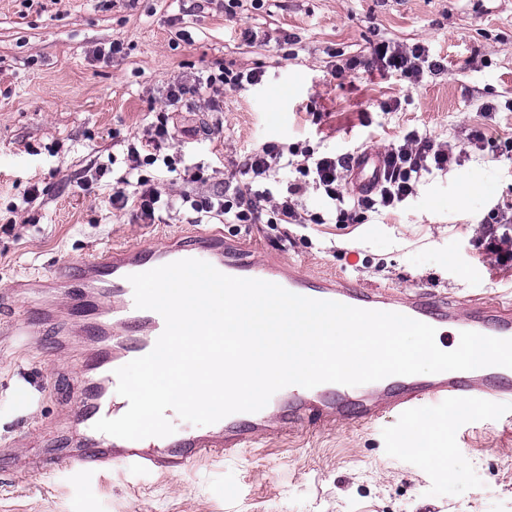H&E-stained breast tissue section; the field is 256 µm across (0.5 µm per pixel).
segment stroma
I'll return each mask as SVG.
<instances>
[{"label":"stroma","mask_w":512,"mask_h":512,"mask_svg":"<svg viewBox=\"0 0 512 512\" xmlns=\"http://www.w3.org/2000/svg\"><path fill=\"white\" fill-rule=\"evenodd\" d=\"M251 39H243V30ZM421 43L447 69L418 84L378 66L336 79L379 41ZM123 45L110 54L112 43ZM224 64L259 69L257 86L168 106L169 83ZM168 154L231 179L244 155L271 142L324 153L385 151L416 130L457 138V164L435 173L395 210L358 224H228L254 256L289 260L398 294L512 300V268L482 243L483 223L512 201V0H0V512H512V421L449 415L437 437L448 464L409 453L410 419L302 428L242 460L201 463L177 476L22 471L24 457L67 450L58 425L79 375L38 305L8 298L33 273L72 268L111 245L144 246L197 231L180 215L141 224L112 209V178L78 185L108 155L124 159L160 110ZM214 135H205V128ZM493 145L477 149L471 128Z\"/></svg>","instance_id":"obj_1"}]
</instances>
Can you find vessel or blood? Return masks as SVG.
<instances>
[{
  "label": "vessel or blood",
  "instance_id": "1",
  "mask_svg": "<svg viewBox=\"0 0 512 512\" xmlns=\"http://www.w3.org/2000/svg\"><path fill=\"white\" fill-rule=\"evenodd\" d=\"M382 168L377 153L358 155L356 189L370 187ZM198 259L238 278L259 279L312 299L356 308L395 312L433 326L437 335L455 330L512 338V304L490 296L452 301L426 290L397 295L328 274L308 275L278 261L257 262L222 229L202 230L164 245L107 247L75 268L37 274L17 282L14 293L58 283L71 301L62 336L84 337L78 356L80 379L67 423L83 428L74 448L35 462L36 471L59 469L98 473L125 468L149 475H176L187 466L217 456L237 458L256 444L287 438L305 423L316 430L337 424L372 425L386 416L402 417L426 403L467 405L512 414V368L489 366L426 375H394L359 386L323 383L313 388L287 386L255 413H234L200 429L183 426L166 437L131 441L95 431L103 418L122 416L127 400L117 392V368L148 354L164 330L163 317L137 309L129 275L182 260Z\"/></svg>",
  "mask_w": 512,
  "mask_h": 512
}]
</instances>
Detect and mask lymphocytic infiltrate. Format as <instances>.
I'll return each instance as SVG.
<instances>
[{"mask_svg": "<svg viewBox=\"0 0 512 512\" xmlns=\"http://www.w3.org/2000/svg\"><path fill=\"white\" fill-rule=\"evenodd\" d=\"M372 59L384 70L401 74L413 83L419 82L424 72L444 69L443 63L431 58L428 48L420 44L407 48L394 41H384L374 48ZM263 76L260 70L234 72L221 68L204 77L171 83L166 99L174 105L205 91L209 94L211 111L217 112L221 109L225 86H256L261 84ZM170 137L168 120L161 115L153 136L143 142L129 143L130 164L115 181L110 197L113 209L130 210L143 224L160 222L163 213L179 203L190 207L199 224L212 220L225 224H321L328 219L338 224H354L365 213L396 208L416 193L423 178L433 171L447 170L454 161L450 143L410 132L387 149L375 185L351 195L344 192L342 182L353 167L354 154H318L313 149L298 147L294 159L290 160L266 144L248 155L239 170L240 184L199 194L196 185L203 182L204 174L200 167L188 166L184 169V188L174 197L139 172L145 163L170 164V157L161 154L163 144ZM290 167L311 177L313 190L319 191L326 201L325 213L308 215L299 211L294 198L303 191V184L283 185L275 178L276 172ZM484 242L497 264L512 266L511 203H504L494 213L491 225L484 232Z\"/></svg>", "mask_w": 512, "mask_h": 512, "instance_id": "obj_1", "label": "lymphocytic infiltrate"}]
</instances>
